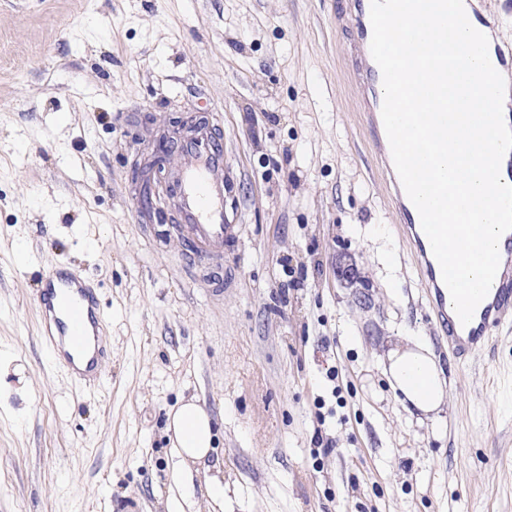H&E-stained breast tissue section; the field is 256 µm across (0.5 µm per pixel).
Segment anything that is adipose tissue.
<instances>
[{
	"mask_svg": "<svg viewBox=\"0 0 512 512\" xmlns=\"http://www.w3.org/2000/svg\"><path fill=\"white\" fill-rule=\"evenodd\" d=\"M388 361L393 391L422 413H439L445 397L444 381L429 347L422 341H414L412 346L390 350ZM167 418V429L173 434L182 463L174 480L182 483L190 476V464L209 455L214 437L213 421L207 410L194 399L170 409Z\"/></svg>",
	"mask_w": 512,
	"mask_h": 512,
	"instance_id": "adipose-tissue-1",
	"label": "adipose tissue"
}]
</instances>
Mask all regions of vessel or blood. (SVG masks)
<instances>
[{
    "label": "vessel or blood",
    "mask_w": 512,
    "mask_h": 512,
    "mask_svg": "<svg viewBox=\"0 0 512 512\" xmlns=\"http://www.w3.org/2000/svg\"><path fill=\"white\" fill-rule=\"evenodd\" d=\"M347 29L361 59V82L369 97L364 124L371 133L375 159L392 183L403 237L423 275L441 333L453 354L468 360L484 349L496 330L512 317V231L499 241L500 265L486 298L472 320L461 324L418 211L407 197L393 163L381 117L382 73L370 53V0H354ZM177 151L181 157L179 230L186 255L194 262H220L225 246L239 241L235 225L227 223L224 212V142L207 126L179 142ZM34 304L41 315L42 338L53 363L71 369L81 380L98 382L109 351L101 338L95 289L69 269L56 267L42 275Z\"/></svg>",
    "instance_id": "vessel-or-blood-1"
}]
</instances>
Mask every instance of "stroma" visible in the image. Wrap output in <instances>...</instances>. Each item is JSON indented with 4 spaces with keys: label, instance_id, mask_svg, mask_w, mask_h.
<instances>
[{
    "label": "stroma",
    "instance_id": "obj_1",
    "mask_svg": "<svg viewBox=\"0 0 512 512\" xmlns=\"http://www.w3.org/2000/svg\"><path fill=\"white\" fill-rule=\"evenodd\" d=\"M351 5L0 0V512H512V321L465 362L441 339L360 119ZM188 112L224 138L241 227L217 265L135 213L134 162ZM55 266L98 294L93 386L41 336ZM414 337L436 418L390 386ZM191 397L215 437L187 492L166 426Z\"/></svg>",
    "mask_w": 512,
    "mask_h": 512
}]
</instances>
